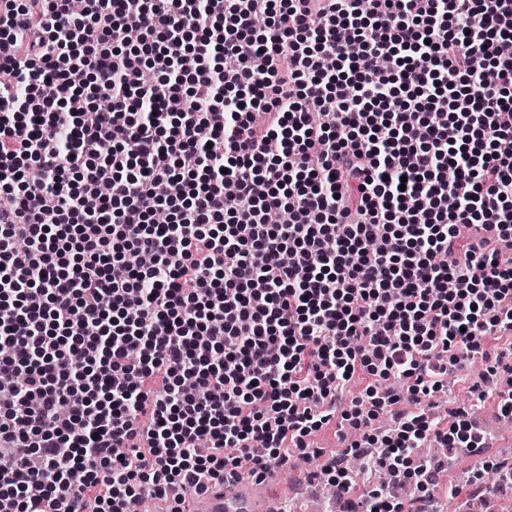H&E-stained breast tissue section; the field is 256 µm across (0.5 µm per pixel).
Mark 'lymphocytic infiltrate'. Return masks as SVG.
<instances>
[{"instance_id": "1", "label": "lymphocytic infiltrate", "mask_w": 512, "mask_h": 512, "mask_svg": "<svg viewBox=\"0 0 512 512\" xmlns=\"http://www.w3.org/2000/svg\"><path fill=\"white\" fill-rule=\"evenodd\" d=\"M82 3L0 0V512H184L334 421L336 497L432 512L449 375L512 416V0Z\"/></svg>"}]
</instances>
